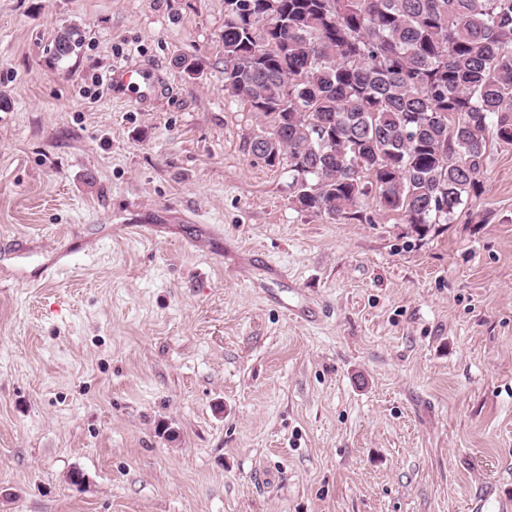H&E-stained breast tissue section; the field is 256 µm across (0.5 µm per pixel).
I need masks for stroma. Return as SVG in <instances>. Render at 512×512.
<instances>
[{
	"label": "stroma",
	"instance_id": "1",
	"mask_svg": "<svg viewBox=\"0 0 512 512\" xmlns=\"http://www.w3.org/2000/svg\"><path fill=\"white\" fill-rule=\"evenodd\" d=\"M223 33L224 0H0V512H512V149L423 237L301 210ZM146 80L143 72L130 71L124 67L112 69V73L108 76L109 84L115 89H123L131 85L138 87V89H140L141 85L149 87V83Z\"/></svg>",
	"mask_w": 512,
	"mask_h": 512
}]
</instances>
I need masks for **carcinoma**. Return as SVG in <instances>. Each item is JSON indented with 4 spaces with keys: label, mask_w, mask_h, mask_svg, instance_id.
I'll use <instances>...</instances> for the list:
<instances>
[{
    "label": "carcinoma",
    "mask_w": 512,
    "mask_h": 512,
    "mask_svg": "<svg viewBox=\"0 0 512 512\" xmlns=\"http://www.w3.org/2000/svg\"><path fill=\"white\" fill-rule=\"evenodd\" d=\"M223 42L224 91L269 119L247 149L305 211L373 192L422 235L479 194L489 137L512 147V0H224Z\"/></svg>",
    "instance_id": "carcinoma-1"
}]
</instances>
